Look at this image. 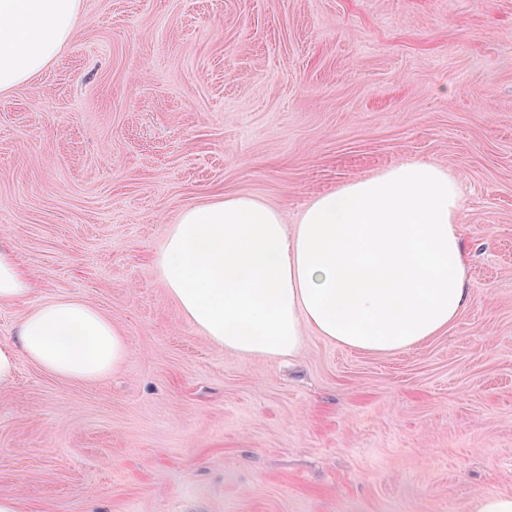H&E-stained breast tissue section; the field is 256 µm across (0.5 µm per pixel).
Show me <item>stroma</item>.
Segmentation results:
<instances>
[{"instance_id": "stroma-1", "label": "stroma", "mask_w": 512, "mask_h": 512, "mask_svg": "<svg viewBox=\"0 0 512 512\" xmlns=\"http://www.w3.org/2000/svg\"><path fill=\"white\" fill-rule=\"evenodd\" d=\"M43 72L0 94V240L127 360L91 381L20 360L0 497L23 512H469L512 494V0H81ZM407 160L464 190L469 298L392 353L305 331L236 354L153 258L181 211L248 194L294 222Z\"/></svg>"}]
</instances>
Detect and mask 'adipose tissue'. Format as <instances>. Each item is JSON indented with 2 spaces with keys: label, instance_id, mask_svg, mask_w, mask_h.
<instances>
[{
  "label": "adipose tissue",
  "instance_id": "ef3b65f1",
  "mask_svg": "<svg viewBox=\"0 0 512 512\" xmlns=\"http://www.w3.org/2000/svg\"><path fill=\"white\" fill-rule=\"evenodd\" d=\"M80 0H0V94L47 68L68 43ZM460 181L408 161L310 201L295 224L250 195L185 208L154 258L183 316L213 345L293 356L304 330L375 352L444 331L468 301ZM32 282L0 243V304ZM129 355L120 329L90 303H44L0 342V389L19 357L68 380L107 376Z\"/></svg>",
  "mask_w": 512,
  "mask_h": 512
}]
</instances>
